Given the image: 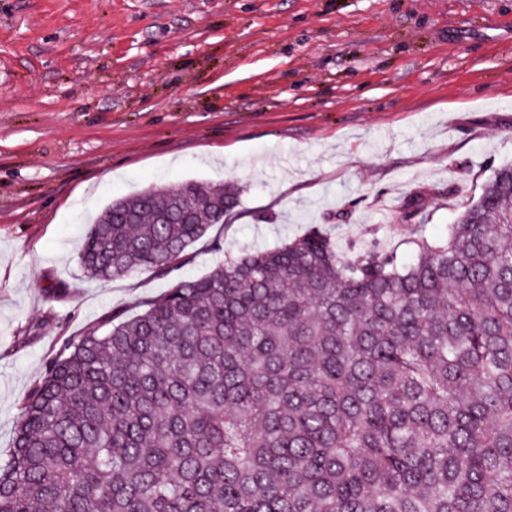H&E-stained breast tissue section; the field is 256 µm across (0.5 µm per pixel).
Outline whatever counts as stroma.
I'll return each mask as SVG.
<instances>
[{
    "label": "stroma",
    "mask_w": 512,
    "mask_h": 512,
    "mask_svg": "<svg viewBox=\"0 0 512 512\" xmlns=\"http://www.w3.org/2000/svg\"><path fill=\"white\" fill-rule=\"evenodd\" d=\"M510 163L512 0H0V457L61 342L174 282L85 276L112 200L238 186L185 276L314 225L406 263Z\"/></svg>",
    "instance_id": "stroma-1"
}]
</instances>
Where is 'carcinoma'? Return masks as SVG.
I'll list each match as a JSON object with an SVG mask.
<instances>
[{"mask_svg": "<svg viewBox=\"0 0 512 512\" xmlns=\"http://www.w3.org/2000/svg\"><path fill=\"white\" fill-rule=\"evenodd\" d=\"M188 181L107 204L86 276H168L238 214ZM402 263L314 229L66 338L0 512H512V165Z\"/></svg>", "mask_w": 512, "mask_h": 512, "instance_id": "obj_1", "label": "carcinoma"}]
</instances>
